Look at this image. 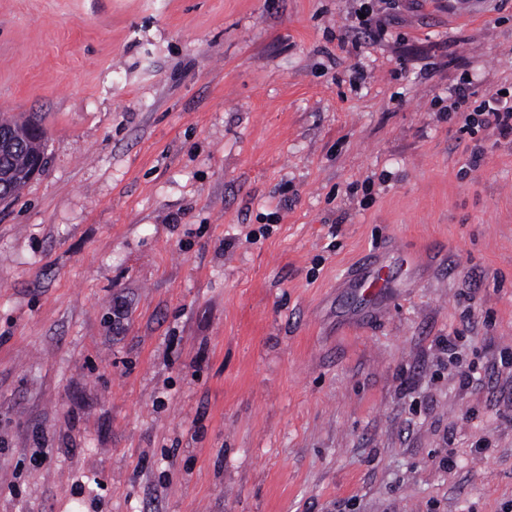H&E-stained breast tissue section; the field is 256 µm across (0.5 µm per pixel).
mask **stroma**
<instances>
[{"instance_id":"1","label":"stroma","mask_w":512,"mask_h":512,"mask_svg":"<svg viewBox=\"0 0 512 512\" xmlns=\"http://www.w3.org/2000/svg\"><path fill=\"white\" fill-rule=\"evenodd\" d=\"M367 2L0 0V512H512V0ZM488 100H484L472 112H478L483 116L480 120L481 124L487 128H491L500 137L512 139V102L504 101L498 97V92L488 96ZM43 139L44 132L42 130L41 138L26 139L23 145L17 147L12 152L5 153L4 151H1V171H13V174L7 180V188L10 193V198L16 197L29 182L27 174L33 164V161L40 156V152L44 153Z\"/></svg>"}]
</instances>
